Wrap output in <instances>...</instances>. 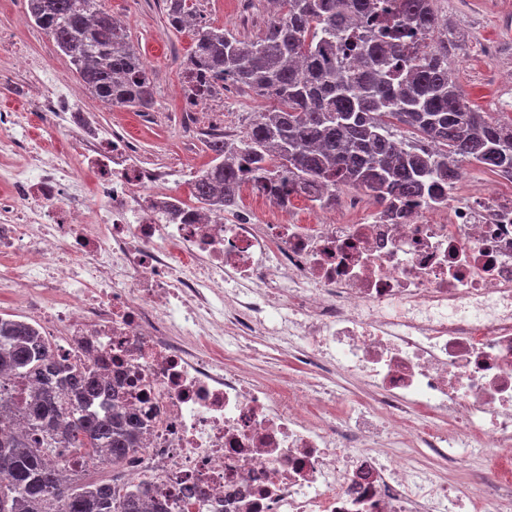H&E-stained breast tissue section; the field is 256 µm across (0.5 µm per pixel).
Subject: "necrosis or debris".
Returning a JSON list of instances; mask_svg holds the SVG:
<instances>
[{"label": "necrosis or debris", "mask_w": 512, "mask_h": 512, "mask_svg": "<svg viewBox=\"0 0 512 512\" xmlns=\"http://www.w3.org/2000/svg\"><path fill=\"white\" fill-rule=\"evenodd\" d=\"M0 51L1 90L32 77L28 109L0 110L19 159L0 191V291L144 420L126 490L150 482L177 512L201 491L208 512H512L490 467L512 452V193L450 186L398 216L360 193L301 224L252 187L255 204L209 222L175 199L172 169L132 161L125 132H89L40 54ZM283 354L302 379L253 380L246 359ZM346 379L372 396L343 413Z\"/></svg>", "instance_id": "necrosis-or-debris-1"}]
</instances>
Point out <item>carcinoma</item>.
<instances>
[{
  "label": "carcinoma",
  "instance_id": "cac0c4a2",
  "mask_svg": "<svg viewBox=\"0 0 512 512\" xmlns=\"http://www.w3.org/2000/svg\"><path fill=\"white\" fill-rule=\"evenodd\" d=\"M277 2V16L255 40L193 29L183 62L187 97H213L230 80L273 101L242 137L208 135L213 157L192 183L204 210L224 215L245 183L284 204L292 192L316 202L321 188L356 186L394 209L439 200L465 163L512 171V118L494 119L462 97L448 75V29L433 0H395L392 11L378 0ZM164 4L169 26L187 29L195 16L187 0ZM26 8L98 99L154 108L150 73L105 0H26ZM417 32L434 43L412 56L402 37ZM398 128L437 151L417 152L397 140ZM18 378L30 390L10 387ZM117 401L94 370L66 365L26 322L0 316V473L8 476L0 512H170L165 502L149 511L132 492L82 478L89 456L116 468L139 450L142 423ZM16 419L26 433L11 428Z\"/></svg>",
  "mask_w": 512,
  "mask_h": 512
}]
</instances>
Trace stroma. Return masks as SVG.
Here are the masks:
<instances>
[{"label": "stroma", "instance_id": "stroma-1", "mask_svg": "<svg viewBox=\"0 0 512 512\" xmlns=\"http://www.w3.org/2000/svg\"><path fill=\"white\" fill-rule=\"evenodd\" d=\"M435 0L443 23L459 39V47L448 58L454 80L472 108L512 116V82L503 73L512 71V0ZM203 24L220 27L241 40L259 36L272 17L268 0H193ZM113 16L121 18L130 40L147 63L157 89V104L149 115L136 109H101L99 100L73 72L69 59L52 39L33 22H21L24 0H0V29L17 24V38L24 44L50 54L61 75L70 83L83 104L92 111L97 127L120 126L137 146V161L166 167L180 160L203 170L212 160L204 139L214 125L224 126L228 136H242L256 112L268 102L253 92L231 86L223 94L207 99L202 112L185 106L173 95L182 86V63L191 51L189 32L168 27L162 0H107Z\"/></svg>", "mask_w": 512, "mask_h": 512}]
</instances>
